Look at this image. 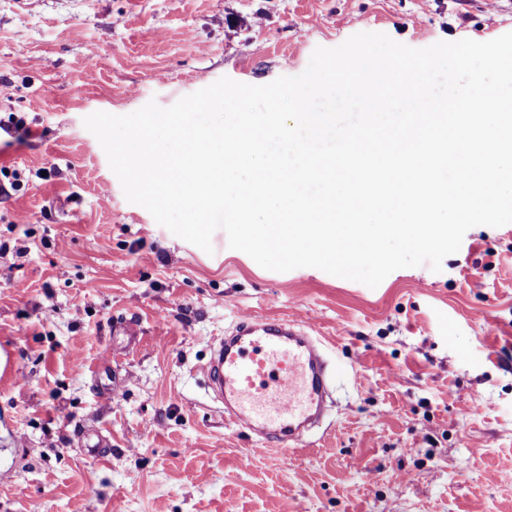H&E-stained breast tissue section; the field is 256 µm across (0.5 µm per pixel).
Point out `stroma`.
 Wrapping results in <instances>:
<instances>
[{
	"mask_svg": "<svg viewBox=\"0 0 512 512\" xmlns=\"http://www.w3.org/2000/svg\"><path fill=\"white\" fill-rule=\"evenodd\" d=\"M360 32L485 42L512 0H0V512H512V224L373 289L270 271L128 202L83 124L296 76ZM244 315L305 319L332 356L307 447L253 453L208 392Z\"/></svg>",
	"mask_w": 512,
	"mask_h": 512,
	"instance_id": "35a3bbf8",
	"label": "stroma"
}]
</instances>
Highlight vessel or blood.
Segmentation results:
<instances>
[{"label":"vessel or blood","instance_id":"b4317fda","mask_svg":"<svg viewBox=\"0 0 512 512\" xmlns=\"http://www.w3.org/2000/svg\"><path fill=\"white\" fill-rule=\"evenodd\" d=\"M224 415L259 439V452L288 453L318 428L333 382L326 349L304 320L247 317L205 368Z\"/></svg>","mask_w":512,"mask_h":512}]
</instances>
